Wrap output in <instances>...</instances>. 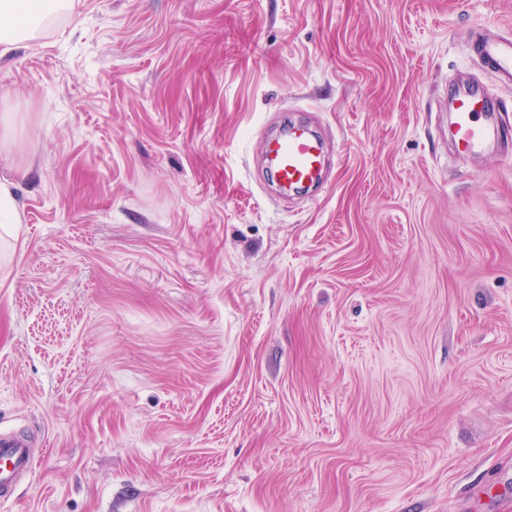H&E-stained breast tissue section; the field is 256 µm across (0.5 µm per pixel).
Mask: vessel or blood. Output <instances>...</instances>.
Instances as JSON below:
<instances>
[{
    "instance_id": "vessel-or-blood-1",
    "label": "vessel or blood",
    "mask_w": 512,
    "mask_h": 512,
    "mask_svg": "<svg viewBox=\"0 0 512 512\" xmlns=\"http://www.w3.org/2000/svg\"><path fill=\"white\" fill-rule=\"evenodd\" d=\"M477 50L505 84L512 85V37L487 36ZM453 145L457 155L478 151L498 139L500 128L480 86L461 88L453 100ZM264 169L284 192L315 184L323 175L325 143L306 125H288L282 133L267 137L261 145ZM37 456L33 444L21 433L0 432V502L10 499L20 475L33 473Z\"/></svg>"
}]
</instances>
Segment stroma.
Instances as JSON below:
<instances>
[{"instance_id": "stroma-1", "label": "stroma", "mask_w": 512, "mask_h": 512, "mask_svg": "<svg viewBox=\"0 0 512 512\" xmlns=\"http://www.w3.org/2000/svg\"><path fill=\"white\" fill-rule=\"evenodd\" d=\"M512 0H73L0 55V512H512ZM475 81L505 137L456 156ZM328 179L264 181L285 118ZM477 50L496 76L512 85V37H484L478 42ZM33 444L21 433L0 432V502L10 499L21 474H31L37 464Z\"/></svg>"}]
</instances>
